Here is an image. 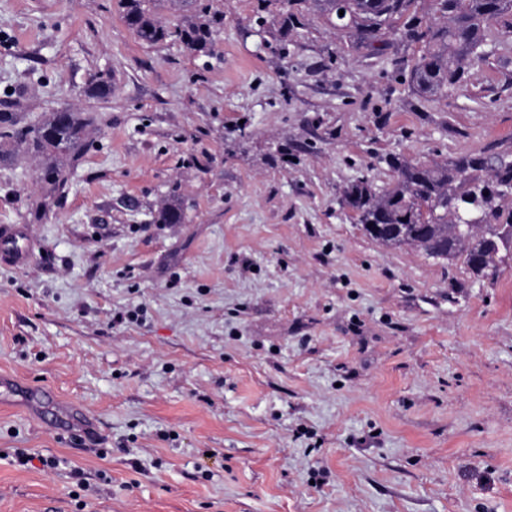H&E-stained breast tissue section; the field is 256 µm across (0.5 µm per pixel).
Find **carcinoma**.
I'll return each mask as SVG.
<instances>
[{
  "label": "carcinoma",
  "mask_w": 512,
  "mask_h": 512,
  "mask_svg": "<svg viewBox=\"0 0 512 512\" xmlns=\"http://www.w3.org/2000/svg\"><path fill=\"white\" fill-rule=\"evenodd\" d=\"M163 0H117L126 25L143 44L155 46L171 37L187 48L208 55L224 15L213 0H195L196 8L170 28L157 11ZM274 21L287 29L298 18L295 0H276ZM319 18L349 38L355 53L380 51V41L393 35L418 46L409 73L414 93L448 96L464 78L465 63L484 55L491 26L512 16V0H313ZM344 15H339V11ZM88 95L104 99L112 94L108 76L96 78ZM87 123L80 115L60 108L47 113L37 126L16 128L12 107L0 110V146L32 149L45 159L41 179L54 190L65 188L64 160L85 140ZM395 173L378 189L361 179L345 191V201L367 235L390 248L413 247L442 260H463L472 273L484 277L512 250V145H501L444 162L423 164L402 156L386 159ZM184 211L173 197L158 211L157 224H180ZM497 226L483 235L463 238L466 223Z\"/></svg>",
  "instance_id": "obj_1"
}]
</instances>
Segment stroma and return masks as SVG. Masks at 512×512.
<instances>
[{
    "label": "stroma",
    "instance_id": "1",
    "mask_svg": "<svg viewBox=\"0 0 512 512\" xmlns=\"http://www.w3.org/2000/svg\"><path fill=\"white\" fill-rule=\"evenodd\" d=\"M218 7L206 58L116 0H0V101L89 122L64 191L34 151L0 162V225L37 242L0 263V376L98 427L0 392V449L35 456L0 458V512H512V257L479 279L343 202L388 156L512 141V27L426 101L412 48L349 56L309 0L286 34L269 0Z\"/></svg>",
    "mask_w": 512,
    "mask_h": 512
}]
</instances>
